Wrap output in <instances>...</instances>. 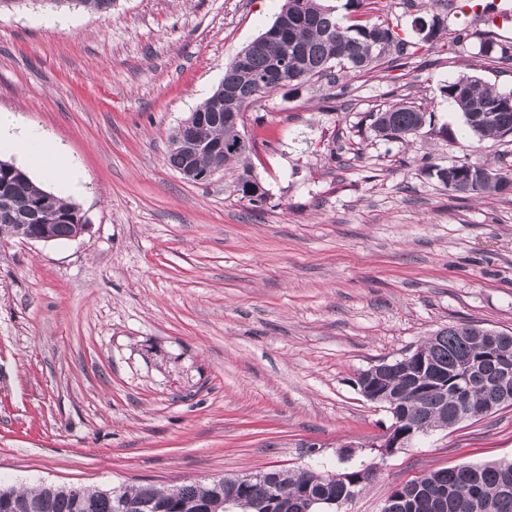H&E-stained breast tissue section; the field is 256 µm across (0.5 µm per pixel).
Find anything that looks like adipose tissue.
<instances>
[{
    "label": "adipose tissue",
    "mask_w": 512,
    "mask_h": 512,
    "mask_svg": "<svg viewBox=\"0 0 512 512\" xmlns=\"http://www.w3.org/2000/svg\"><path fill=\"white\" fill-rule=\"evenodd\" d=\"M2 150L17 154L30 163L35 162L37 156H45V163L39 164L46 178L68 193L81 187V176L70 159L38 131L19 128L15 116L10 112L0 113V151Z\"/></svg>",
    "instance_id": "ef3b65f1"
}]
</instances>
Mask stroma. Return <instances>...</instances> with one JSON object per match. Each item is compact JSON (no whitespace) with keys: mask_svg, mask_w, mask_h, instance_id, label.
Returning a JSON list of instances; mask_svg holds the SVG:
<instances>
[{"mask_svg":"<svg viewBox=\"0 0 512 512\" xmlns=\"http://www.w3.org/2000/svg\"><path fill=\"white\" fill-rule=\"evenodd\" d=\"M389 2L416 44L403 67L347 74L334 100L311 81L248 107L258 206L237 196L236 170L196 183L166 156L283 0L0 12V111L66 152L86 225L0 241V484L166 487L378 461L342 512H379L429 472L512 459V407L383 460L371 446L391 416L360 372L451 325L512 333V191L459 198L436 176L512 171V138L477 140L440 92L462 75L512 90V63L480 51L512 43V0H480L492 24L429 0L448 28L428 40L417 9ZM463 21L470 37L449 46ZM399 101L433 114L411 144L368 127Z\"/></svg>","mask_w":512,"mask_h":512,"instance_id":"stroma-1","label":"stroma"}]
</instances>
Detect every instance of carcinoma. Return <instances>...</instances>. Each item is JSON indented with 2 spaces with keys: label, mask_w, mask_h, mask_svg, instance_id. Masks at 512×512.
Instances as JSON below:
<instances>
[{
  "label": "carcinoma",
  "mask_w": 512,
  "mask_h": 512,
  "mask_svg": "<svg viewBox=\"0 0 512 512\" xmlns=\"http://www.w3.org/2000/svg\"><path fill=\"white\" fill-rule=\"evenodd\" d=\"M67 8L81 6L99 13L111 10L114 0H47ZM368 3L372 17L360 24L343 27L331 6L322 0H284L272 26L288 27V37L264 47L249 48L247 66L232 63L224 68V79L215 92L193 112L202 130L217 150L188 153L181 147L179 132L171 137L167 161L177 171L192 170L195 175L211 176L221 168L237 166L236 191L252 205L266 200L247 159L254 149L246 136L244 114L274 62L288 60V86L326 79L334 84L340 72H364L381 61L401 66L409 58L411 42L399 34V25L379 6L377 0H351L359 7ZM448 102L461 113L469 131L478 140L512 136V90L500 91L474 76H462L441 88ZM238 123L228 122L230 114ZM369 128L386 141L410 143L433 116L412 102H397L368 115ZM13 161L0 159V199L11 202V211L0 213V235L14 236L16 225L32 224L56 240L74 237L82 220L79 207L37 185L28 174H14ZM438 180L449 192L478 196L498 194L512 184V177L486 164L463 162L436 170ZM502 332L479 324L452 325L436 331L420 343L429 350L434 364L448 374V388L431 392L415 401L406 393L412 368L388 371L380 390L392 398L398 414L407 424L435 428L448 424L457 414L484 418L481 411L498 398L502 387L512 388V374L501 383L475 384L461 397L457 394L456 370L460 362L481 354L484 337ZM360 466L335 473L312 469H282L265 472L266 478L248 486L236 476H223L207 482H191L171 487L153 484L119 485L104 488L39 485L29 489L0 487V512H276L275 498L287 504L286 512H326L328 502L343 493L339 477L353 478ZM476 490L487 503V512H512V462L492 461L465 464L433 471L389 495L391 512H457L456 501ZM126 504L133 505L129 511Z\"/></svg>",
  "instance_id": "carcinoma-1"
}]
</instances>
